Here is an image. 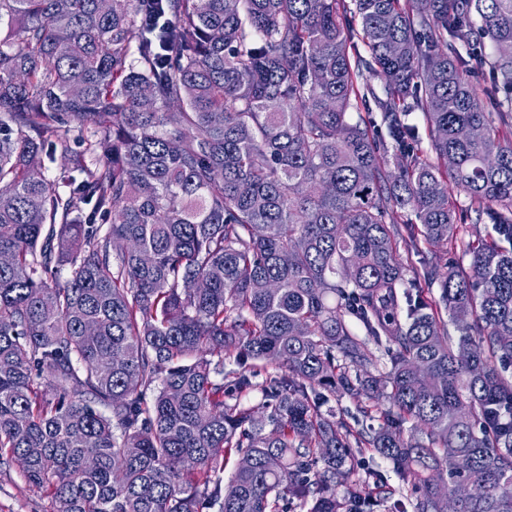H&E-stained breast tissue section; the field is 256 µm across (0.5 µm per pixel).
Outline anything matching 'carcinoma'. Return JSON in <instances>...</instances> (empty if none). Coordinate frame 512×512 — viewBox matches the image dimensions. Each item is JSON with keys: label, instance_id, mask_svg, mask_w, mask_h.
I'll return each mask as SVG.
<instances>
[{"label": "carcinoma", "instance_id": "obj_1", "mask_svg": "<svg viewBox=\"0 0 512 512\" xmlns=\"http://www.w3.org/2000/svg\"><path fill=\"white\" fill-rule=\"evenodd\" d=\"M508 106L512 0H0V465L52 512H512ZM367 449L413 496L336 493ZM448 193L451 194L453 200L456 202L457 208L462 217V224H458L459 235H463L464 233L471 231H477L486 238L497 237L494 224H492L486 216L483 217V220L481 222H479L478 224H474L475 214L472 212L471 216L473 221H471L469 209L467 210V208L470 207V201L468 196L462 190L457 188L452 183L448 182ZM466 214H468V218H465Z\"/></svg>", "mask_w": 512, "mask_h": 512}]
</instances>
